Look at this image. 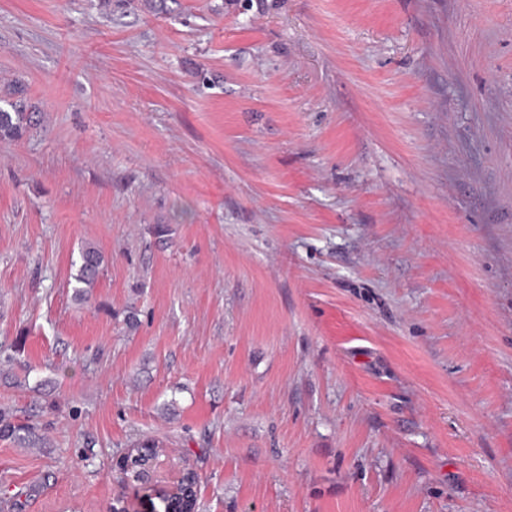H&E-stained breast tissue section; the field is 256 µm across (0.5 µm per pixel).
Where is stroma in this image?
<instances>
[{
	"label": "stroma",
	"mask_w": 512,
	"mask_h": 512,
	"mask_svg": "<svg viewBox=\"0 0 512 512\" xmlns=\"http://www.w3.org/2000/svg\"><path fill=\"white\" fill-rule=\"evenodd\" d=\"M16 87L0 512H158L145 436L202 512H512V0H0ZM104 262V254L97 246L88 243L81 248L79 261L72 262L76 269L71 275L73 299L77 304L84 305L91 299L92 289L103 271ZM0 437L13 439L27 448L41 447L44 438L35 430L14 424L8 414H0Z\"/></svg>",
	"instance_id": "obj_1"
}]
</instances>
